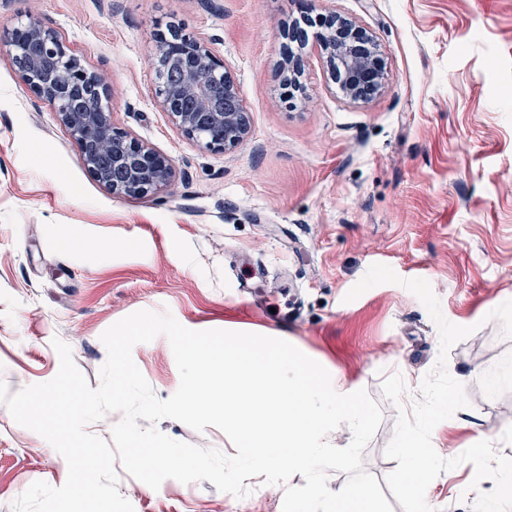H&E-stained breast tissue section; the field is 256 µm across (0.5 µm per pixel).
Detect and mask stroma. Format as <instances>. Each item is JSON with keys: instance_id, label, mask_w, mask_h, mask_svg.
I'll use <instances>...</instances> for the list:
<instances>
[{"instance_id": "stroma-1", "label": "stroma", "mask_w": 512, "mask_h": 512, "mask_svg": "<svg viewBox=\"0 0 512 512\" xmlns=\"http://www.w3.org/2000/svg\"><path fill=\"white\" fill-rule=\"evenodd\" d=\"M370 32L386 87L354 102L306 46L303 91L283 95L280 24L300 0H0V380L10 392L51 380L53 339L67 343L90 387L107 352L101 334L140 311L170 312L191 330L289 337L363 389L381 423L363 468L385 483L399 411L421 400L439 355L438 331L405 281H427L444 316L471 327L446 362L465 378L468 407L431 436L440 456L481 440L512 458V384L486 374L512 364V0H316ZM36 17L110 85L115 126L170 156L175 174L145 197H117L85 170L51 106L20 80L15 28ZM205 40L236 78L251 114L239 148L210 151L184 136L155 94L156 46L168 25ZM77 237L95 260L57 243ZM374 264L396 284L354 301ZM155 395L180 376L166 336L134 346ZM400 373V405L383 394ZM169 437L231 456L218 428L164 419ZM65 459L0 403V512L36 481L61 486ZM134 512H282L288 485L248 478L244 498L210 481L151 489L116 466ZM472 464L441 472L432 512H472L491 480L471 488Z\"/></svg>"}]
</instances>
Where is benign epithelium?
Wrapping results in <instances>:
<instances>
[{
  "label": "benign epithelium",
  "mask_w": 512,
  "mask_h": 512,
  "mask_svg": "<svg viewBox=\"0 0 512 512\" xmlns=\"http://www.w3.org/2000/svg\"><path fill=\"white\" fill-rule=\"evenodd\" d=\"M317 26L316 44L330 78L352 101L378 96L387 81L386 63L372 34L334 12L281 24L285 39L279 67L291 90H301V58L291 45L306 42L300 23ZM38 55L18 71L21 81L37 97L49 102L60 123L78 147L82 165L114 196L144 197L167 186L174 174L171 158L115 126L109 108L107 78L83 66H75L63 39L52 27L31 19L16 28L10 41L12 58L30 44ZM156 57L180 61L178 79L156 90L160 107L186 137L212 151H231L243 145L250 134V112L224 61L197 38L177 28L161 36ZM224 83V106L216 103L215 82ZM91 83L95 105L85 108L72 102L76 89ZM94 143L111 154L108 165L85 150Z\"/></svg>",
  "instance_id": "1"
}]
</instances>
